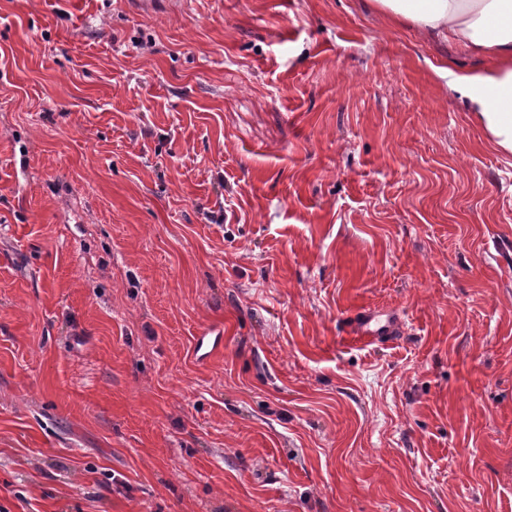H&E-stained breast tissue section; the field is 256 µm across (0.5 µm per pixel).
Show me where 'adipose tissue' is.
<instances>
[{
  "label": "adipose tissue",
  "mask_w": 512,
  "mask_h": 512,
  "mask_svg": "<svg viewBox=\"0 0 512 512\" xmlns=\"http://www.w3.org/2000/svg\"><path fill=\"white\" fill-rule=\"evenodd\" d=\"M393 23L441 43L462 46L480 68L453 71L447 61L435 75L466 105L494 148L512 155V0H370Z\"/></svg>",
  "instance_id": "ef3b65f1"
}]
</instances>
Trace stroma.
<instances>
[{
    "label": "stroma",
    "mask_w": 512,
    "mask_h": 512,
    "mask_svg": "<svg viewBox=\"0 0 512 512\" xmlns=\"http://www.w3.org/2000/svg\"><path fill=\"white\" fill-rule=\"evenodd\" d=\"M440 57L368 0H0V512H512V155ZM351 333L361 339H376L380 335H395L399 326L393 316L381 319L370 310H360L351 320Z\"/></svg>",
    "instance_id": "stroma-1"
}]
</instances>
